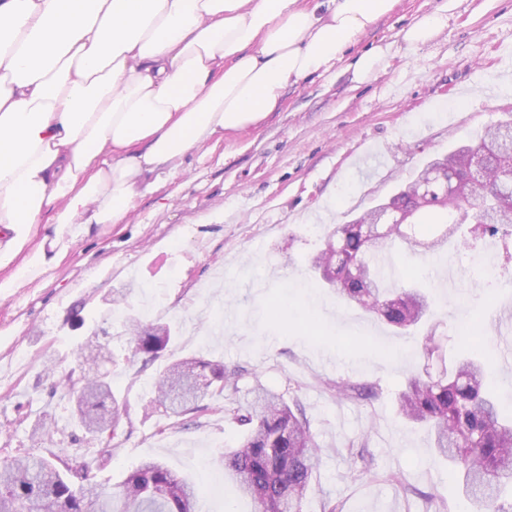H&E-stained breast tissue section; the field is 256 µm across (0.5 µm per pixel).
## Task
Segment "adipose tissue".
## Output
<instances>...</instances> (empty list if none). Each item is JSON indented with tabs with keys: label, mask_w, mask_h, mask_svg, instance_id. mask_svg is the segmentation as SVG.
<instances>
[{
	"label": "adipose tissue",
	"mask_w": 512,
	"mask_h": 512,
	"mask_svg": "<svg viewBox=\"0 0 512 512\" xmlns=\"http://www.w3.org/2000/svg\"><path fill=\"white\" fill-rule=\"evenodd\" d=\"M397 0H0V265L122 224L160 167L255 125Z\"/></svg>",
	"instance_id": "ef3b65f1"
}]
</instances>
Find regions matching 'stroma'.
I'll return each mask as SVG.
<instances>
[{"label":"stroma","instance_id":"1","mask_svg":"<svg viewBox=\"0 0 512 512\" xmlns=\"http://www.w3.org/2000/svg\"><path fill=\"white\" fill-rule=\"evenodd\" d=\"M434 11L445 26L408 44L404 30ZM373 50L376 72L357 80V61ZM492 80L512 83V0H398L336 68L287 87L260 123L204 143L178 174L150 175L126 223L83 225L52 251L42 244L54 226L33 225L0 267V463L50 447L84 466L86 484L109 490L160 459L195 482L200 512H253L224 479L222 455L244 430L223 411L259 382L301 402L321 448L302 512H322L328 499L343 512H472L459 474L436 457L425 428L403 419L397 398L415 370L512 342V266L499 238L441 258L395 252L391 287L417 283L433 300L428 326L403 332L322 287L309 260L333 227L506 119L512 96L491 98ZM119 290L123 302L111 303ZM132 319L173 328L157 358L133 354ZM429 333L436 350L425 356ZM93 336L104 353L97 366L129 412L105 468L62 380ZM179 358L240 369L237 391L206 397L209 413L181 423L150 412L160 372ZM341 379L377 395L327 389ZM360 445L374 458L363 476Z\"/></svg>","mask_w":512,"mask_h":512}]
</instances>
